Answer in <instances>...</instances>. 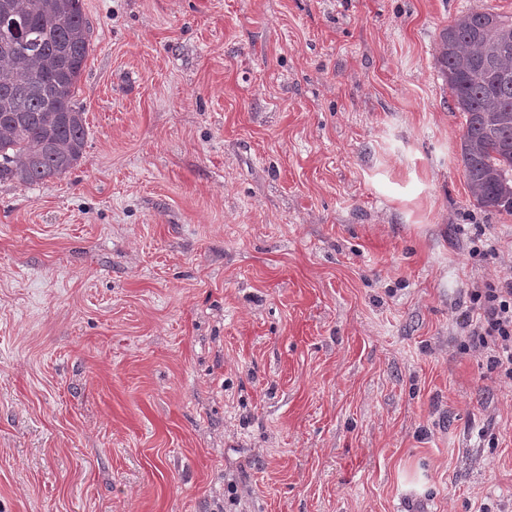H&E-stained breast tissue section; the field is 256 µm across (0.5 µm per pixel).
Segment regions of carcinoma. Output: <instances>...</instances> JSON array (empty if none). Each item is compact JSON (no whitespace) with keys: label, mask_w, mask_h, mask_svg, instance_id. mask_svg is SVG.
<instances>
[{"label":"carcinoma","mask_w":512,"mask_h":512,"mask_svg":"<svg viewBox=\"0 0 512 512\" xmlns=\"http://www.w3.org/2000/svg\"><path fill=\"white\" fill-rule=\"evenodd\" d=\"M29 47L0 38V181L33 185L73 169L87 141L74 98L90 51L81 0H0ZM436 64L465 123L460 161L476 204L512 213V20L484 9L439 36Z\"/></svg>","instance_id":"cac0c4a2"}]
</instances>
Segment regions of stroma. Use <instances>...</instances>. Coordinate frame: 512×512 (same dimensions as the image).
Instances as JSON below:
<instances>
[{"instance_id": "35a3bbf8", "label": "stroma", "mask_w": 512, "mask_h": 512, "mask_svg": "<svg viewBox=\"0 0 512 512\" xmlns=\"http://www.w3.org/2000/svg\"><path fill=\"white\" fill-rule=\"evenodd\" d=\"M82 7L83 156L0 182V512H512L435 65L512 0Z\"/></svg>"}]
</instances>
